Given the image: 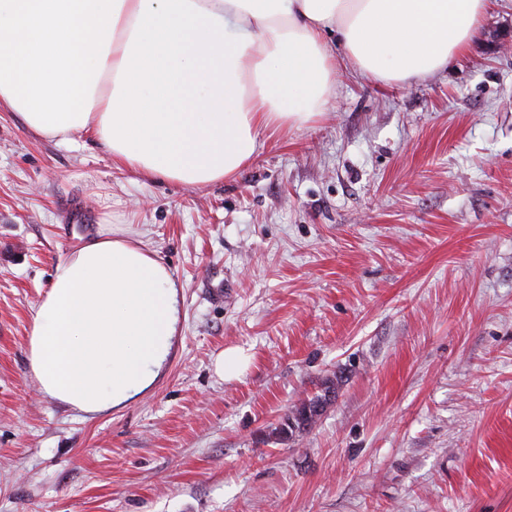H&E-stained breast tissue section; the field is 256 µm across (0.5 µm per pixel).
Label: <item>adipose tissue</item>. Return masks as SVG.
I'll use <instances>...</instances> for the list:
<instances>
[{
    "instance_id": "adipose-tissue-1",
    "label": "adipose tissue",
    "mask_w": 512,
    "mask_h": 512,
    "mask_svg": "<svg viewBox=\"0 0 512 512\" xmlns=\"http://www.w3.org/2000/svg\"><path fill=\"white\" fill-rule=\"evenodd\" d=\"M487 0H0V108L35 134L93 135L129 173L233 178L258 136L320 119L337 70L425 77L478 36ZM338 33L335 51L327 33ZM176 284L105 228L61 259L32 318L42 391L85 413L126 405L165 367Z\"/></svg>"
}]
</instances>
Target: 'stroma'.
I'll return each mask as SVG.
<instances>
[{
	"mask_svg": "<svg viewBox=\"0 0 512 512\" xmlns=\"http://www.w3.org/2000/svg\"><path fill=\"white\" fill-rule=\"evenodd\" d=\"M106 224L168 267L181 312L152 389L91 416L40 392L28 333ZM230 348L250 363L226 379ZM0 512H512V0L426 78L340 69L319 121L261 132L212 185L1 110ZM249 356L242 349H228L215 361V371L226 379L238 377L247 367Z\"/></svg>",
	"mask_w": 512,
	"mask_h": 512,
	"instance_id": "1",
	"label": "stroma"
}]
</instances>
